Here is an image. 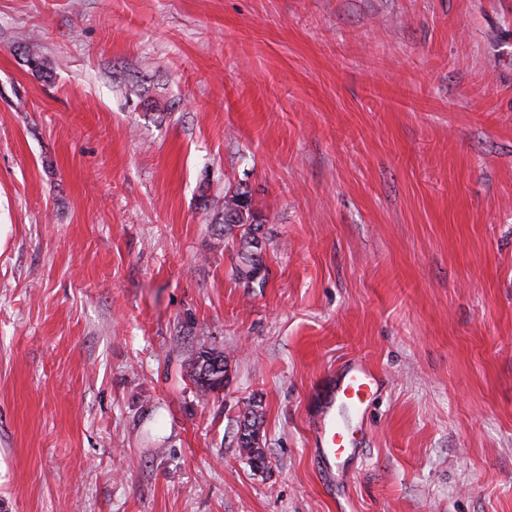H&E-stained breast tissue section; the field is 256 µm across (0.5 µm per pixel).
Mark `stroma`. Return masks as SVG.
<instances>
[{"label": "stroma", "mask_w": 512, "mask_h": 512, "mask_svg": "<svg viewBox=\"0 0 512 512\" xmlns=\"http://www.w3.org/2000/svg\"><path fill=\"white\" fill-rule=\"evenodd\" d=\"M0 512H512V0H0ZM224 234L234 237V231L238 230V264L236 274L239 280L245 282L247 287L260 278L265 280L263 264V252L265 240L260 230L262 222L260 216L253 208V200L247 188L237 186L235 190L224 194L223 207ZM224 355L211 351H201L197 357V366L193 381L203 393H212L224 387L227 372ZM377 385L378 377L374 371L363 361H358L343 374L337 386V397L358 412L374 395ZM258 405L245 409L239 421L237 432V443L243 448L256 467L264 465V456L260 446V428L262 425V414ZM316 442L320 448H316L319 456V464L327 470H331L336 460L349 455L354 447V439L350 438L344 428L336 422V418L326 413L315 426Z\"/></svg>", "instance_id": "obj_1"}]
</instances>
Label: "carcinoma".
Returning <instances> with one entry per match:
<instances>
[{
	"label": "carcinoma",
	"mask_w": 512,
	"mask_h": 512,
	"mask_svg": "<svg viewBox=\"0 0 512 512\" xmlns=\"http://www.w3.org/2000/svg\"><path fill=\"white\" fill-rule=\"evenodd\" d=\"M223 221L225 235H239L237 277L247 285L259 279L265 280L262 276L265 269V240L260 234L262 222L253 208L252 195L248 189L238 186L224 194ZM226 372L224 355L203 350L197 357L193 381L201 392L212 393L224 387ZM261 425L262 414L249 407L241 416L237 432L238 446L247 452L254 465L259 468L264 465L260 446Z\"/></svg>",
	"instance_id": "obj_1"
}]
</instances>
